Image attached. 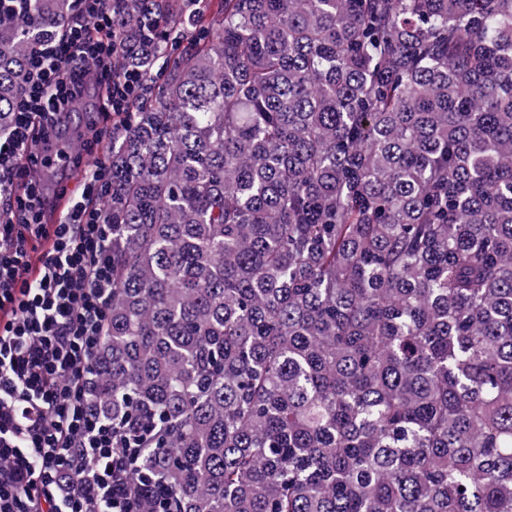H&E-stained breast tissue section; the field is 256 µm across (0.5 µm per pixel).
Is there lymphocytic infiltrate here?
<instances>
[{"mask_svg": "<svg viewBox=\"0 0 512 512\" xmlns=\"http://www.w3.org/2000/svg\"><path fill=\"white\" fill-rule=\"evenodd\" d=\"M77 4L65 38L31 48L24 91L0 136V512H127L133 495L112 429L85 391L112 297V227L96 206L111 194L110 172L102 162L87 167L54 224L36 177L88 73L108 89L103 111L122 114L143 94L141 71L114 65L125 31L113 0Z\"/></svg>", "mask_w": 512, "mask_h": 512, "instance_id": "f902f5d3", "label": "lymphocytic infiltrate"}]
</instances>
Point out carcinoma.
<instances>
[{"mask_svg": "<svg viewBox=\"0 0 512 512\" xmlns=\"http://www.w3.org/2000/svg\"><path fill=\"white\" fill-rule=\"evenodd\" d=\"M117 0L88 406L138 512H512V0ZM0 15V133L32 39Z\"/></svg>", "mask_w": 512, "mask_h": 512, "instance_id": "cac0c4a2", "label": "carcinoma"}]
</instances>
